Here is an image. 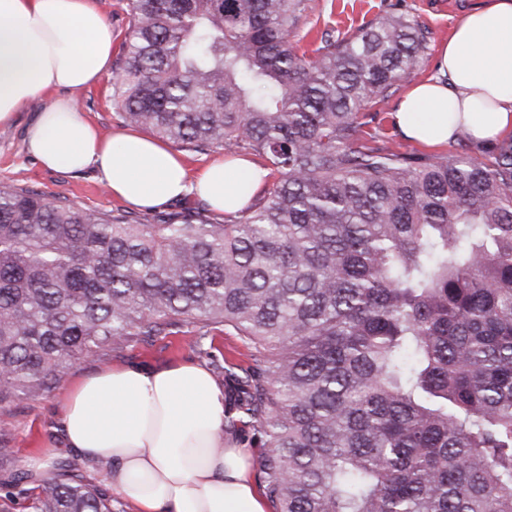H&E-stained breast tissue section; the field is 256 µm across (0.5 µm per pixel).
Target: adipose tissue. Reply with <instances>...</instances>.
Segmentation results:
<instances>
[{
	"mask_svg": "<svg viewBox=\"0 0 512 512\" xmlns=\"http://www.w3.org/2000/svg\"><path fill=\"white\" fill-rule=\"evenodd\" d=\"M111 25L91 0H0V124L29 102L64 90L26 129L45 169L94 171L126 202L162 207L196 194L215 212H235L266 176L245 159L190 173L163 142L109 137L77 111L72 92L112 68ZM438 77L398 101L396 129L424 146L486 143L512 134V0H481L439 49ZM66 447L104 466L114 493L137 512H267L250 456L224 433V390L195 363L127 364L73 384L61 408Z\"/></svg>",
	"mask_w": 512,
	"mask_h": 512,
	"instance_id": "obj_1",
	"label": "adipose tissue"
}]
</instances>
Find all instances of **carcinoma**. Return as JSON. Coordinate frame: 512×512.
Instances as JSON below:
<instances>
[{
    "label": "carcinoma",
    "mask_w": 512,
    "mask_h": 512,
    "mask_svg": "<svg viewBox=\"0 0 512 512\" xmlns=\"http://www.w3.org/2000/svg\"><path fill=\"white\" fill-rule=\"evenodd\" d=\"M305 0H128L118 119L278 177L238 213L152 224L0 188V409L135 336L234 330L213 360L275 512H512V138L489 160L401 151L362 111L430 32L388 14L311 58ZM27 512H114L60 464L0 482ZM211 349L213 355L221 360L225 357L229 362L246 366L249 361V350L242 341L235 335L234 331L224 326L213 329L211 335L206 339V345Z\"/></svg>",
    "instance_id": "cac0c4a2"
}]
</instances>
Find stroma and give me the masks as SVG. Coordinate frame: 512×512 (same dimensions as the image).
Listing matches in <instances>:
<instances>
[{"label": "stroma", "instance_id": "35a3bbf8", "mask_svg": "<svg viewBox=\"0 0 512 512\" xmlns=\"http://www.w3.org/2000/svg\"><path fill=\"white\" fill-rule=\"evenodd\" d=\"M479 0H308V9L299 22L305 37L300 41L301 50L310 52L319 44L322 31H333L336 38L348 39L377 22L381 17L403 12L414 17L428 28L430 42L409 81L400 82L393 94L369 104L375 120L368 122L365 131L382 143L415 150V143L399 134L392 121L397 101L408 88L409 82L436 76V56L442 42L463 14L477 5ZM111 77L92 87L75 92L79 112L91 121L102 135L122 131L116 116ZM53 101L44 96L33 101L17 115L14 122L0 126V188L24 187L38 192L56 193L69 199L79 208L90 211H109L124 208V201L114 197L100 183L93 171L82 173L53 172L42 168L28 152L25 135L27 126ZM194 327L185 323L172 334L136 338L118 349L103 348L97 357L78 364L71 380L95 374L128 361L154 367L170 362L189 361L208 366L207 358L189 350ZM67 391L59 385L34 397L15 399L10 406L0 410V448L8 456L0 460V480L14 474L29 472L41 477L54 475V463L75 460L76 455L62 445L58 423L61 404Z\"/></svg>", "mask_w": 512, "mask_h": 512}]
</instances>
